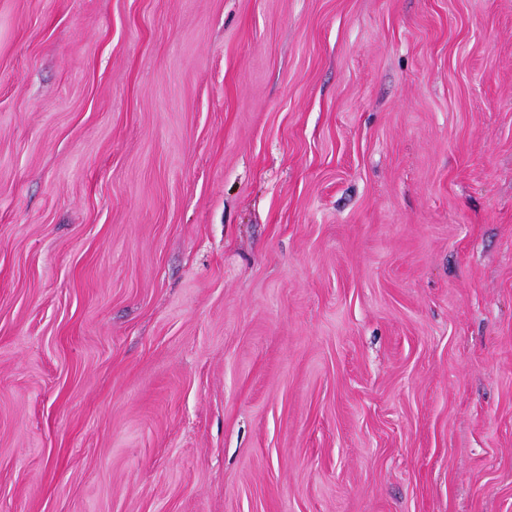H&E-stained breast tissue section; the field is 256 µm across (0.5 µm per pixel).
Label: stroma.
I'll return each mask as SVG.
<instances>
[{
    "instance_id": "35a3bbf8",
    "label": "stroma",
    "mask_w": 512,
    "mask_h": 512,
    "mask_svg": "<svg viewBox=\"0 0 512 512\" xmlns=\"http://www.w3.org/2000/svg\"><path fill=\"white\" fill-rule=\"evenodd\" d=\"M0 512H512V0H0Z\"/></svg>"
}]
</instances>
